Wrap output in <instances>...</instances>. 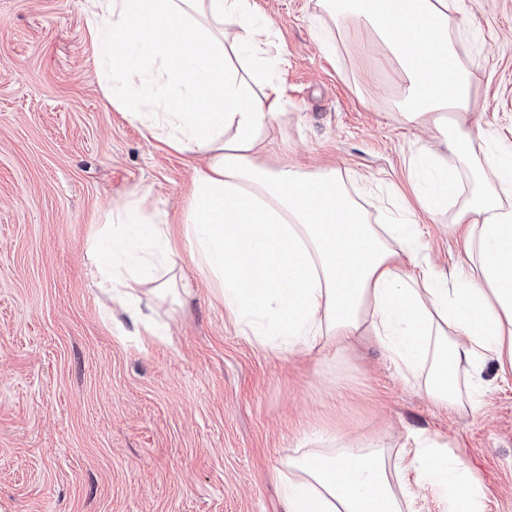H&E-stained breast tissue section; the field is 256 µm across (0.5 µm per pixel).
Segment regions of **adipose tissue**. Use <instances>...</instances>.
<instances>
[{"label": "adipose tissue", "mask_w": 512, "mask_h": 512, "mask_svg": "<svg viewBox=\"0 0 512 512\" xmlns=\"http://www.w3.org/2000/svg\"><path fill=\"white\" fill-rule=\"evenodd\" d=\"M86 22L112 75L106 96L134 104L133 119L173 150L206 156L179 229L147 221L132 200L99 225L112 247L93 283L118 301L134 327L159 335L137 288L174 292L178 240L210 280L245 335L294 352H342L373 336L401 376L436 406L474 404L462 394V364L512 351V145L484 144L468 128L473 80L457 45L458 0H324L397 66L395 101L407 121L437 136L411 178L421 208L435 214L462 194L450 227L467 262L442 277L417 265L422 229L405 212L370 223L338 168L305 171L256 161L279 115L272 72L280 51L251 0H86ZM405 469L448 500L451 512H481L473 472L438 438L418 433ZM286 512H403L382 437L289 460Z\"/></svg>", "instance_id": "1"}]
</instances>
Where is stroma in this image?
<instances>
[{
	"mask_svg": "<svg viewBox=\"0 0 512 512\" xmlns=\"http://www.w3.org/2000/svg\"><path fill=\"white\" fill-rule=\"evenodd\" d=\"M281 49L283 114L256 161L334 166L371 220L413 199L410 160L434 144L394 105L397 71L351 22L316 29L317 0H253ZM86 0H0V512H284L280 473L313 448L377 433L389 452L438 433L474 472L484 512H512V376L463 367L480 411L440 408L363 339L294 355L245 336L180 244L179 297L148 315L167 337L106 320L89 243L143 199L183 223L193 168L109 103ZM459 51L484 132L512 143V0H461ZM449 213L423 218L419 260L463 259Z\"/></svg>",
	"mask_w": 512,
	"mask_h": 512,
	"instance_id": "obj_1",
	"label": "stroma"
}]
</instances>
